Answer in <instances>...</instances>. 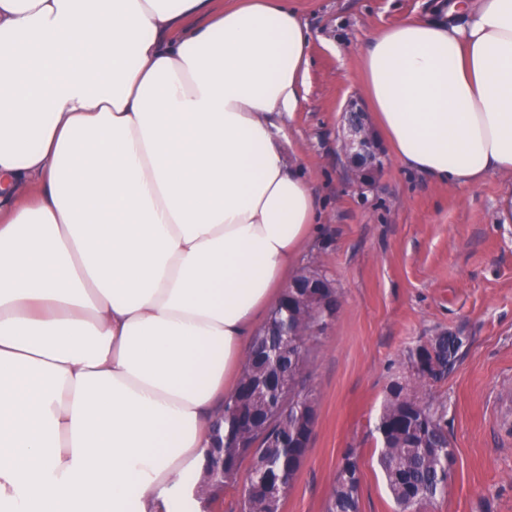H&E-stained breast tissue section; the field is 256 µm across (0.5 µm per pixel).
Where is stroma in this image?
I'll return each mask as SVG.
<instances>
[{"instance_id": "obj_1", "label": "stroma", "mask_w": 512, "mask_h": 512, "mask_svg": "<svg viewBox=\"0 0 512 512\" xmlns=\"http://www.w3.org/2000/svg\"><path fill=\"white\" fill-rule=\"evenodd\" d=\"M312 34L300 110L287 121L323 217L297 264H322L341 294L306 383L317 422L281 512H327L346 449L360 452V512H396L377 464L376 426L390 383L429 337H462L454 369L431 388L453 453L445 495L429 512H512V225L494 221L512 176L456 188L383 165L356 183L341 149L345 113L366 110L359 59L379 30L429 11L430 0H292Z\"/></svg>"}]
</instances>
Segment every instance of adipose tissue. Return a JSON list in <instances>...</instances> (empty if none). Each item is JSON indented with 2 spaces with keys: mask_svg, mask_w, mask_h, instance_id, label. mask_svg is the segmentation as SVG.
<instances>
[{
  "mask_svg": "<svg viewBox=\"0 0 512 512\" xmlns=\"http://www.w3.org/2000/svg\"><path fill=\"white\" fill-rule=\"evenodd\" d=\"M0 0V512H195L261 312L321 219L273 120L310 32L288 0ZM394 157L512 175V0L375 34Z\"/></svg>",
  "mask_w": 512,
  "mask_h": 512,
  "instance_id": "adipose-tissue-1",
  "label": "adipose tissue"
}]
</instances>
